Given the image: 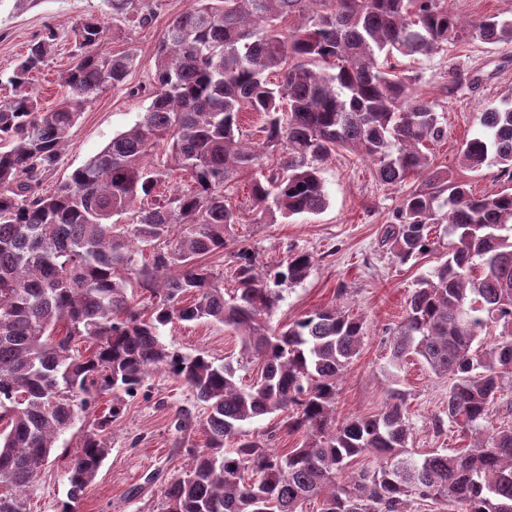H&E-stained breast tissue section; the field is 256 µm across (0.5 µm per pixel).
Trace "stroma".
Here are the masks:
<instances>
[{"label":"stroma","instance_id":"stroma-1","mask_svg":"<svg viewBox=\"0 0 512 512\" xmlns=\"http://www.w3.org/2000/svg\"><path fill=\"white\" fill-rule=\"evenodd\" d=\"M193 0H156L154 17L146 27L113 16L105 0H0V75L11 73L33 42L47 34L56 48L47 66L34 76L40 98L53 106L61 96V76L73 60L72 27L88 18L107 25L104 52L130 51L137 64L127 82L147 84L153 74V53L166 26L188 9ZM417 76V88L437 104L448 136L430 144L437 167L466 182L474 194L512 186L498 167L478 171L461 168L458 149L463 141L481 134L480 116L488 108L512 101V43L465 42L447 53L404 59ZM456 68L475 72L478 82L457 95H447L449 73ZM149 105L148 99L120 88H104L72 128L59 165L43 182L52 189L75 168L99 152L112 137L129 129ZM328 195L325 209L274 224H263L255 212L242 208L241 222L231 236L250 246L259 261L273 266L294 251L308 252L313 266L300 283L285 286L283 300L270 325L280 328L305 314L327 306H340L361 318L363 341L358 355L344 370L336 392V416L376 415L384 411L391 389H400L408 409V449L421 455L432 449L467 447L456 428L435 434L432 419L448 401V380L434 375L417 357H408L398 375L388 367L390 343L403 321L406 302L417 283L444 259L448 237L434 227L430 252L402 264L382 247L385 224L397 208L401 193L380 185L371 162L338 151L321 167ZM161 338L185 355L205 351L215 361L239 359L240 343L233 330L210 322L168 325ZM191 391L168 374L151 375L141 391L128 399L124 413L112 426L111 452L78 505V512H160L161 494L171 478L185 471L188 456L178 451V435L171 421L179 408L193 407ZM281 413L245 422L246 434L268 447L293 448L305 433H288ZM93 417L80 415L64 432L40 477L26 491L30 512H59L66 499V470L90 429Z\"/></svg>","mask_w":512,"mask_h":512}]
</instances>
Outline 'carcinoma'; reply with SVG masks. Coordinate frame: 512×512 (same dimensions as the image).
I'll list each match as a JSON object with an SVG mask.
<instances>
[{"label":"carcinoma","mask_w":512,"mask_h":512,"mask_svg":"<svg viewBox=\"0 0 512 512\" xmlns=\"http://www.w3.org/2000/svg\"><path fill=\"white\" fill-rule=\"evenodd\" d=\"M107 5L140 27L152 17L150 0ZM105 36L95 19L72 28L73 65L54 108L43 109L32 87L52 34L29 46L0 100V512H29L27 488L60 435L110 394L67 470L60 512H77L111 451L124 397L158 369L206 413H176L181 438L204 440L185 449L191 465L165 484L161 512H411L438 500L512 512V426L487 430L512 380V190L476 196L433 167L423 148L445 129L399 61L465 36L512 43V19L465 22L446 0H195L163 31L152 81L128 87L150 100L142 118L45 191L82 112L103 88L125 86L134 67L133 54L102 51ZM477 81L456 69L448 95ZM245 112L264 116L261 152L243 139ZM480 124L459 148L460 166L496 165L512 179V102L487 109ZM338 149L370 160L387 188L420 180L383 230L399 261L430 250L432 226L448 234L445 259L407 302L390 363L415 355L448 378L447 411L431 427L441 435L456 426L477 438L472 448L410 455L398 390L378 415L336 419L337 381L359 353L361 320L332 306L278 331L268 325L279 286L307 277L310 254L270 269L251 249L234 250L227 298L224 273L202 262L240 223L232 196L244 179L263 216L321 212V165ZM171 170L188 176L187 188L159 190ZM146 249L151 258L139 260ZM136 285L148 292L141 304L129 296ZM201 320L238 333L243 360L185 356L161 340V328ZM493 324L498 339L476 344ZM244 362L257 366L248 386L237 376ZM286 411L288 433H307L296 448H269L242 430ZM370 455L377 466L351 469Z\"/></svg>","instance_id":"obj_1"}]
</instances>
